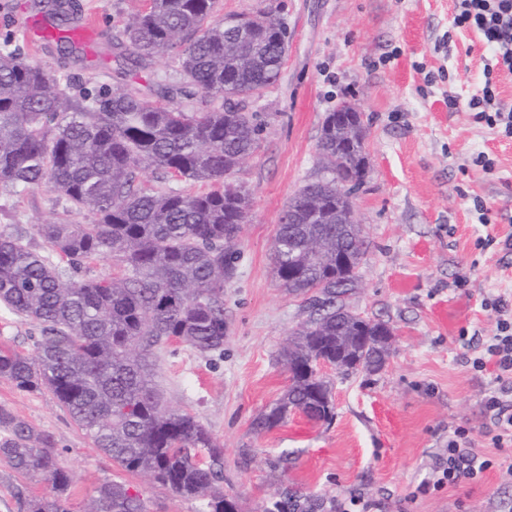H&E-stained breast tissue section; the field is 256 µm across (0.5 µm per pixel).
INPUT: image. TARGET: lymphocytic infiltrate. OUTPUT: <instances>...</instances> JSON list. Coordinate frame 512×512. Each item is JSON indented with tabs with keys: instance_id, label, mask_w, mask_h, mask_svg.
Returning <instances> with one entry per match:
<instances>
[{
	"instance_id": "f902f5d3",
	"label": "lymphocytic infiltrate",
	"mask_w": 512,
	"mask_h": 512,
	"mask_svg": "<svg viewBox=\"0 0 512 512\" xmlns=\"http://www.w3.org/2000/svg\"><path fill=\"white\" fill-rule=\"evenodd\" d=\"M453 24L476 33L492 56L484 68L482 87L466 100L449 95V110L466 108L487 127L512 138V105L502 101L496 90L499 73L512 74V0H453ZM482 306L494 314L496 330L478 342L463 338L462 346L472 353L468 363L474 371H483L490 363L496 368L497 386L483 399V410L494 426V451L488 454L473 448L470 429L455 427L448 435V455L436 479L421 487L425 493L478 484L491 469L512 472V463L500 454L501 449L512 447V308L500 296L485 298Z\"/></svg>"
}]
</instances>
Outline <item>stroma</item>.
Here are the masks:
<instances>
[{"label": "stroma", "instance_id": "1", "mask_svg": "<svg viewBox=\"0 0 512 512\" xmlns=\"http://www.w3.org/2000/svg\"><path fill=\"white\" fill-rule=\"evenodd\" d=\"M31 2L0 0V36L13 35L27 60L68 77L73 91L123 82L145 94L156 81L179 84L170 60L135 71L113 48L135 0H76L75 25L93 20L98 34L70 59L55 45L27 41ZM266 5L288 29V53L278 82L247 102L263 130L259 150L236 173L252 193L253 213L239 241L237 276L224 291V349L203 355L170 345L157 387L223 448L224 492L239 512H279L289 495L298 512H333L354 494L382 503L383 512H512V476L496 470L472 487L417 492L446 456L449 426L472 428L474 447L491 448L482 400L495 371H473L460 338L491 335L495 317L483 299L512 294V253L478 245L512 233V139L473 113L449 111L445 99L449 90L469 98L481 86L488 53L474 34L453 28L451 0H220L215 16ZM344 103L362 110L369 159L353 197L368 253L359 286L344 301L386 323L392 343L376 372L324 370L332 423L296 411L259 433L254 420L289 385L280 358L288 334L311 315L304 298L279 288L272 239L292 195L322 177L321 127ZM480 152L492 169L473 164ZM63 208L48 189L19 195L0 187V232L48 253L35 226ZM0 409L53 434L76 474L71 512H86L97 487L112 480L134 486L147 512H201L199 501L116 466L50 393L21 392L0 379Z\"/></svg>", "mask_w": 512, "mask_h": 512}]
</instances>
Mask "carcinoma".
Returning a JSON list of instances; mask_svg holds the SVG:
<instances>
[{"label": "carcinoma", "mask_w": 512, "mask_h": 512, "mask_svg": "<svg viewBox=\"0 0 512 512\" xmlns=\"http://www.w3.org/2000/svg\"><path fill=\"white\" fill-rule=\"evenodd\" d=\"M113 46L144 68L174 59L185 85L156 82L153 100L120 86L77 96L40 64L24 60L4 36L0 46V186L21 193L46 187L66 207L40 224L58 261L20 237L0 234V307L39 329L34 352L0 345V378L27 393H51L94 446L133 475L226 512L224 449L197 416L166 405L156 388V353L170 342L201 354L220 351L228 324L224 288L236 278L238 242L250 221L252 196L227 182L260 148L256 114L244 101L280 77L287 28L271 11L210 22L219 0H141ZM71 5L53 0L48 38L63 55L78 49L62 34ZM199 95L194 112L174 100ZM367 131L356 114L329 112L318 153L328 176L307 183L280 217L273 272L290 295L310 296L314 316L289 333L282 356L286 393L253 423L268 431L296 410L333 420L329 381L318 361L343 372L379 369L390 348L387 324L362 318L336 299L353 290L368 243L350 199L336 179L363 180ZM201 183L205 192L157 188L141 179ZM87 210L91 224L70 215ZM109 257L118 272L77 278ZM0 460L46 485L41 496L16 487L20 512H70L76 475L52 434L0 410ZM88 512H145L130 485L107 481Z\"/></svg>", "instance_id": "obj_1"}]
</instances>
